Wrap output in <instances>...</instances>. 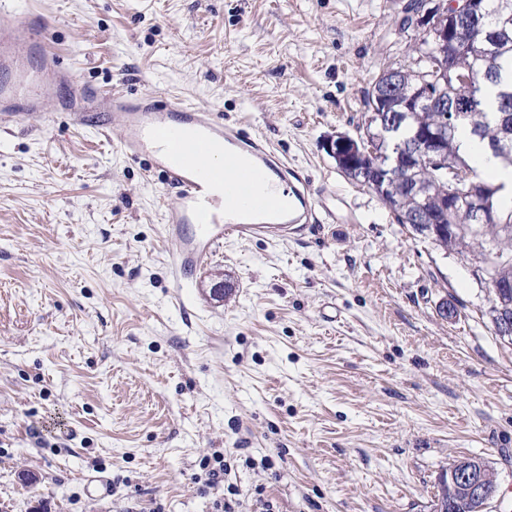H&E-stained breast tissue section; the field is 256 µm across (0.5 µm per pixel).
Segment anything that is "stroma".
<instances>
[{"instance_id":"35a3bbf8","label":"stroma","mask_w":512,"mask_h":512,"mask_svg":"<svg viewBox=\"0 0 512 512\" xmlns=\"http://www.w3.org/2000/svg\"><path fill=\"white\" fill-rule=\"evenodd\" d=\"M409 2L14 0L81 84L215 108L338 221L225 240L179 285L164 190L117 130L58 112L0 133V512H216L231 491L237 512H436L462 456L512 512V341L481 263L323 147L416 59Z\"/></svg>"}]
</instances>
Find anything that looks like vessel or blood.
Wrapping results in <instances>:
<instances>
[{"label": "vessel or blood", "instance_id": "obj_1", "mask_svg": "<svg viewBox=\"0 0 512 512\" xmlns=\"http://www.w3.org/2000/svg\"><path fill=\"white\" fill-rule=\"evenodd\" d=\"M51 101L78 125L119 126V149L148 158L170 196L164 223L175 280L226 239L280 240L295 225L336 218L266 140L225 124L215 109L152 94L97 97L60 67L39 16L0 0V126L40 114Z\"/></svg>", "mask_w": 512, "mask_h": 512}]
</instances>
